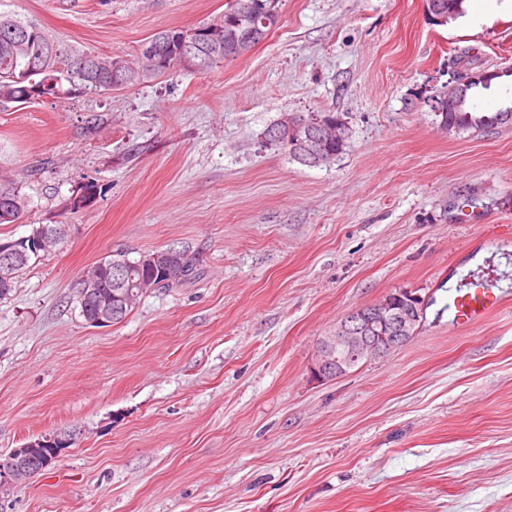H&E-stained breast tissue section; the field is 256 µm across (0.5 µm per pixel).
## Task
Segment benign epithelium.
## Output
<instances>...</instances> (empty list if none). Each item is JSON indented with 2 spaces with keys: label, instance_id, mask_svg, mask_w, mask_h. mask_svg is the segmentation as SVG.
<instances>
[{
  "label": "benign epithelium",
  "instance_id": "obj_1",
  "mask_svg": "<svg viewBox=\"0 0 512 512\" xmlns=\"http://www.w3.org/2000/svg\"><path fill=\"white\" fill-rule=\"evenodd\" d=\"M479 76L481 72L469 68L448 72L449 94L462 93L466 85ZM61 234L63 228L58 224L51 231L37 236L27 235L16 241L0 242V279H9L16 262L26 257L19 245H29L32 254L36 255L47 249ZM80 281L77 288L78 300L92 305V323L95 325L112 322V302L129 303L132 300L127 294L115 296L101 292L96 288L95 280L86 275ZM406 295L411 298L410 308L407 310L396 308L395 294L390 292L371 307L357 310L341 320L336 325V330L318 343L311 363L313 375L319 379L339 378L357 360H369L406 343L409 340V328L424 309L423 301L416 294L408 291ZM61 443L63 440L57 437H46L0 456V488L16 487L41 471L48 463L46 449L57 448Z\"/></svg>",
  "mask_w": 512,
  "mask_h": 512
}]
</instances>
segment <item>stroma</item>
<instances>
[{"label":"stroma","mask_w":512,"mask_h":512,"mask_svg":"<svg viewBox=\"0 0 512 512\" xmlns=\"http://www.w3.org/2000/svg\"><path fill=\"white\" fill-rule=\"evenodd\" d=\"M224 8L0 0L63 46L130 60ZM277 9L273 32L211 70L0 112V181L30 199L0 238L66 227L0 302V454L68 442L0 491V512H512V300L466 330L442 311L477 255L512 268V235L483 236L512 225V124L452 133L414 104L467 50L501 73L474 109L512 107V12L442 26L426 0ZM287 112L337 113L346 151L308 167L266 144ZM167 247L195 278L120 323L83 321L92 263ZM395 290L429 302L416 334L314 377L319 338Z\"/></svg>","instance_id":"stroma-1"}]
</instances>
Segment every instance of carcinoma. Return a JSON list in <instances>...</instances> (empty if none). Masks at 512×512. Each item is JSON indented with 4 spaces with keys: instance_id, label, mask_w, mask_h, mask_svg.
<instances>
[{
    "instance_id": "cac0c4a2",
    "label": "carcinoma",
    "mask_w": 512,
    "mask_h": 512,
    "mask_svg": "<svg viewBox=\"0 0 512 512\" xmlns=\"http://www.w3.org/2000/svg\"><path fill=\"white\" fill-rule=\"evenodd\" d=\"M251 0H227L224 14L200 24L219 38V44L204 43L198 49V71H206L226 60H233L251 50L268 36L279 23L276 8L278 0H264L265 11L254 18L247 11ZM183 30L170 28L162 30L141 44L137 65L121 57L119 61L129 77L128 85L134 86L162 75L178 61L172 53L178 49L179 37ZM87 58L80 65L77 60ZM492 82H476L464 91L461 99L447 112H440V124L456 133L477 132L497 125L512 123V110L493 113H476L469 107V99L477 90H488ZM112 87V57L89 53H70L59 42L46 34L38 24L23 20L9 12H0V106L18 100L56 97L79 90H108ZM295 130L282 139H268L269 144L279 147L290 158L302 162L304 147L314 126L324 124L329 128L325 134L323 152L315 166L331 163L341 155L348 139L336 138V122L340 118L334 112L292 114ZM28 208V200L21 190L11 183H0V224H14ZM38 258L19 260L13 277L0 280V301L11 297L18 273L31 266ZM116 261L127 264L125 287L135 289L136 282L149 275V271L135 266L138 258L127 253L103 258L90 266L87 274L97 279V287L104 292L123 291L112 277V266ZM195 277L193 259L181 250L169 251L162 280L164 287L176 288Z\"/></svg>"
}]
</instances>
